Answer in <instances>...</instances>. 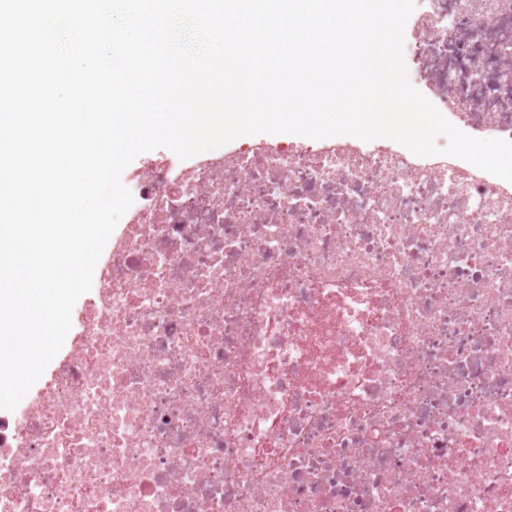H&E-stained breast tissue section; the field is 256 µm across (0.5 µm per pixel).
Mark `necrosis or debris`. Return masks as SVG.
Listing matches in <instances>:
<instances>
[{"mask_svg": "<svg viewBox=\"0 0 512 512\" xmlns=\"http://www.w3.org/2000/svg\"><path fill=\"white\" fill-rule=\"evenodd\" d=\"M416 83L512 141V0H419ZM0 512H512V183L401 144L149 156Z\"/></svg>", "mask_w": 512, "mask_h": 512, "instance_id": "1", "label": "necrosis or debris"}]
</instances>
